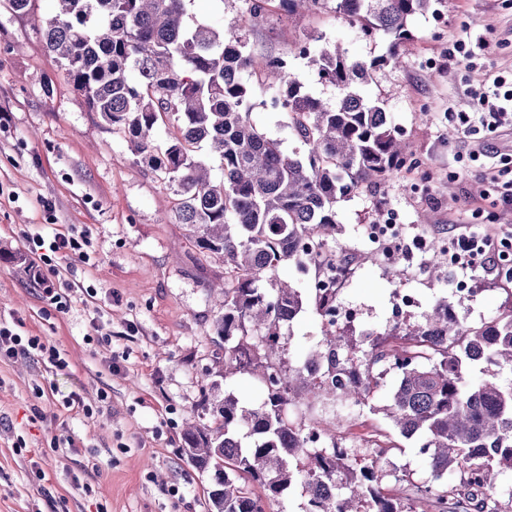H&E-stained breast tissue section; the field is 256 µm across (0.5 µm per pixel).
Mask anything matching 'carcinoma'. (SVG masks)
I'll return each mask as SVG.
<instances>
[{"instance_id":"cac0c4a2","label":"carcinoma","mask_w":512,"mask_h":512,"mask_svg":"<svg viewBox=\"0 0 512 512\" xmlns=\"http://www.w3.org/2000/svg\"><path fill=\"white\" fill-rule=\"evenodd\" d=\"M435 2L278 0L289 14L331 8L389 42L387 53L369 59L321 34L295 43L293 52L336 88L332 105L307 93L287 60L252 56L245 29L188 24L185 0H57L56 15L41 28L74 92L124 132L139 162L177 187L176 217L191 228L195 246L224 257L213 322L224 370L258 380L266 398L249 409L231 394L210 398L213 384L202 389L198 417L208 422L186 430L183 453L211 475L209 512H266L295 486L304 492V512H512V497L502 503L496 485L498 473L512 472V384H498L492 370L512 367V305L467 325L444 297L424 322L396 324L365 348L326 328L316 355L285 358L283 329L304 297L278 270L315 263L302 246L335 236L336 205L407 163L408 143L364 87L377 70L402 64L411 19ZM248 69L272 106L288 113L304 158L285 154L254 123L252 112L266 101L255 102L241 79ZM202 142L220 159L219 183L196 156ZM481 364L483 377L466 380V368ZM386 365L399 376L386 415L395 433L418 439L430 469L412 497L391 493L385 482L389 455L400 449L391 434L357 459L335 435L286 416L292 404L366 401Z\"/></svg>"}]
</instances>
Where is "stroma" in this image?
<instances>
[{
    "label": "stroma",
    "instance_id": "obj_1",
    "mask_svg": "<svg viewBox=\"0 0 512 512\" xmlns=\"http://www.w3.org/2000/svg\"><path fill=\"white\" fill-rule=\"evenodd\" d=\"M248 7V0H185L188 23L245 26L254 55L287 58L292 77L328 103L335 88L291 53L303 34L323 33L358 58L387 50L385 40L364 37L331 10L287 17L274 8L253 24ZM56 12L55 0H30L24 13L0 0V111L9 116L0 132V321L47 340L66 361L62 368L37 357L0 361V512H207L211 479L185 459L183 432L214 366L219 308L210 289L224 279V260L196 250L175 218V186L138 163L124 133L103 124L67 83L40 33ZM410 27L405 67L378 70L365 92L383 102L412 156L387 184L361 186L336 207V257L352 267L338 300L358 314L348 334L360 347L366 334L398 319L421 322L443 296L469 324L512 302V256L496 271L462 274L446 257L409 254L393 280L368 235L387 211L399 214L407 242L421 235L444 247L461 225L512 230V211L501 208L473 159L512 153V132L468 135L456 120L470 111L469 92L486 72H512V0H441ZM473 35L487 46L470 67L448 50ZM253 118L285 153L305 155L287 114L261 108ZM71 226L87 232L92 254L86 264L54 258L61 274L84 287L62 313L7 256L25 254L27 235L48 238ZM463 280L470 292H457ZM402 292L416 305L401 317ZM322 328L313 302H305L289 331V358L315 348ZM397 379L387 370L353 417L339 402L292 406L288 415L356 446L371 429L389 427L384 408ZM37 383L52 395L36 397ZM73 393L102 414L63 408ZM19 439L24 447H16ZM36 467L45 472L39 483ZM79 481L90 492L76 489Z\"/></svg>",
    "mask_w": 512,
    "mask_h": 512
}]
</instances>
